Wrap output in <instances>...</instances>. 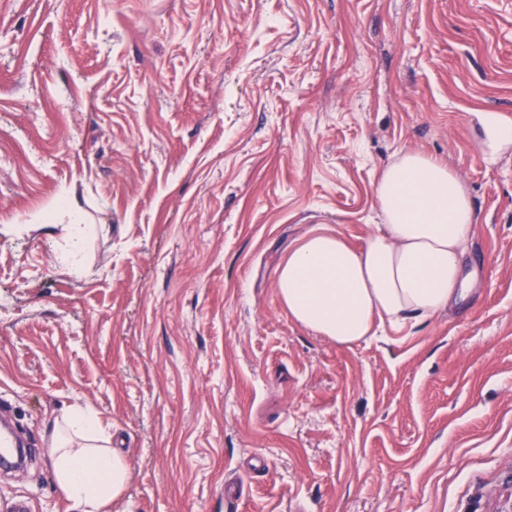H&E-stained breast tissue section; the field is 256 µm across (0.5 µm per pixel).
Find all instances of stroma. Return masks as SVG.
Returning a JSON list of instances; mask_svg holds the SVG:
<instances>
[{
	"instance_id": "stroma-1",
	"label": "stroma",
	"mask_w": 512,
	"mask_h": 512,
	"mask_svg": "<svg viewBox=\"0 0 512 512\" xmlns=\"http://www.w3.org/2000/svg\"><path fill=\"white\" fill-rule=\"evenodd\" d=\"M512 0H0V398L36 450L0 512H75L56 418L128 460L108 512H512ZM478 222L468 294L340 347L283 305L308 234L359 248L402 151ZM479 122L483 131V151L486 160L494 163L501 153L512 147V121L496 112H481ZM57 211L69 212L72 216V224H65L63 227L70 247L62 256V262L70 268L72 273L80 275L83 271L81 252L91 227L89 224L82 223L79 212L72 207L69 193H62L50 208L38 213L29 226L32 230L37 231L46 226L55 225L48 223L54 221V215Z\"/></svg>"
}]
</instances>
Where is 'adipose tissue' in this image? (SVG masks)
Returning a JSON list of instances; mask_svg holds the SVG:
<instances>
[{
	"label": "adipose tissue",
	"instance_id": "ef3b65f1",
	"mask_svg": "<svg viewBox=\"0 0 512 512\" xmlns=\"http://www.w3.org/2000/svg\"><path fill=\"white\" fill-rule=\"evenodd\" d=\"M483 151L496 162L512 147V121L479 116ZM384 222L363 248L340 235L314 233L289 255L277 287L289 314L337 345L370 335L375 322L400 325L446 310L462 296L461 260L478 221L458 177L424 154L408 151L375 186ZM50 465L63 497L76 512H105L126 489L130 468L113 453L112 435L88 409L71 407L58 421Z\"/></svg>",
	"mask_w": 512,
	"mask_h": 512
}]
</instances>
